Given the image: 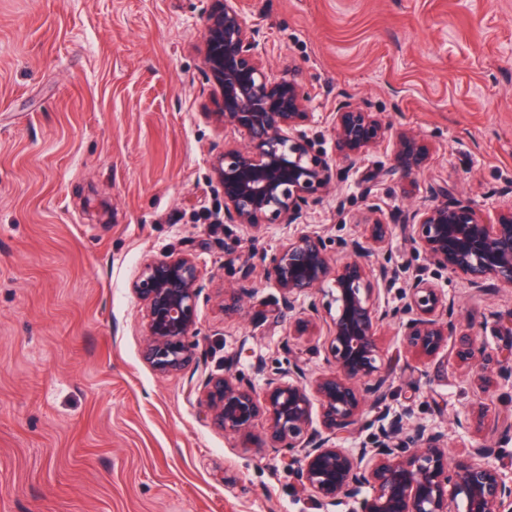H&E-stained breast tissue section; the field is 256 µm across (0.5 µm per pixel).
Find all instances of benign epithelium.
<instances>
[{
	"instance_id": "obj_1",
	"label": "benign epithelium",
	"mask_w": 512,
	"mask_h": 512,
	"mask_svg": "<svg viewBox=\"0 0 512 512\" xmlns=\"http://www.w3.org/2000/svg\"><path fill=\"white\" fill-rule=\"evenodd\" d=\"M199 47L200 70L215 80L222 98L207 118L222 130L239 132L240 147L215 158L212 172L224 192V222L258 232L303 224L309 210L335 190L343 173L382 144L388 127L375 112L345 100L329 125L334 154L318 148L308 133L314 123L310 94L294 74L273 73L259 30L248 23L240 0H209ZM396 164L378 171L386 180L428 169L430 148L412 128L398 130ZM427 202L401 213L400 229L411 250L478 293L512 288V205L495 223L469 201L451 196L448 185L430 180ZM369 216L362 232L338 242L330 258L325 239L300 230L258 261H243L239 292L250 291L257 263L281 293L288 336L320 335L317 296L327 293L335 315L323 342L330 369L316 372L294 361L264 375L262 391L241 374L208 375L198 402L215 428L243 437L266 417L263 447L283 452L297 482L324 512L344 502L352 512H512V478L488 459L512 440V421L487 419L478 401L457 414L454 425L472 437L465 457L448 462V439L412 421L413 409L394 417L365 416L387 398L390 377L381 361L378 336L397 325L405 351L426 366L452 361L466 369L481 393L512 386V358L487 344L485 336L512 325V308L492 321L457 331L455 302L418 273L407 283L403 303L380 304L396 270L378 260L393 225ZM146 309L144 361L161 376L190 368L202 293L201 273L189 254H169L145 263L132 283ZM377 429L370 445L343 448L339 441L365 428Z\"/></svg>"
}]
</instances>
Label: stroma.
Returning a JSON list of instances; mask_svg holds the SVG:
<instances>
[{
	"mask_svg": "<svg viewBox=\"0 0 512 512\" xmlns=\"http://www.w3.org/2000/svg\"><path fill=\"white\" fill-rule=\"evenodd\" d=\"M208 0H0V512H321L280 454L210 426L202 376L257 365L326 369L323 339H292L280 292L256 269L226 310L239 265L286 231L224 221L214 156L241 144L206 115L221 100L199 68ZM273 71H293L332 151L341 94L412 127L432 147L426 175L375 179L391 143L349 171L307 227L328 240L384 222L447 181L488 219L512 205V0H241ZM188 253L203 292L198 363L162 377L141 358V265ZM462 323L512 307L425 267ZM379 347L391 410L464 452L455 415L477 399L512 410V388L480 396L459 371L419 375L395 327Z\"/></svg>",
	"mask_w": 512,
	"mask_h": 512,
	"instance_id": "1",
	"label": "stroma"
}]
</instances>
